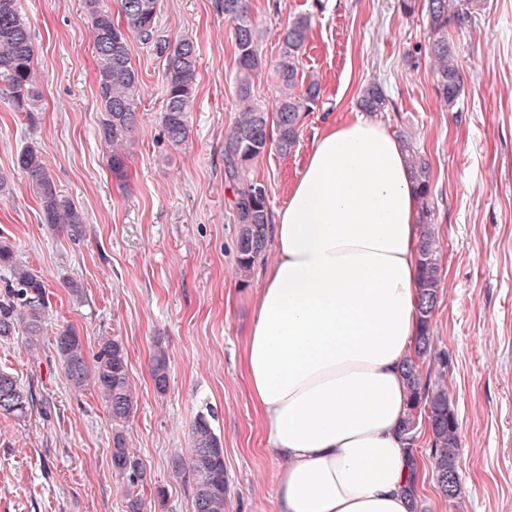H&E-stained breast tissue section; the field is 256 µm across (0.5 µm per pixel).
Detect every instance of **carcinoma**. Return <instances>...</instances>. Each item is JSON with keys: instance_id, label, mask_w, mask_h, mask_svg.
Returning a JSON list of instances; mask_svg holds the SVG:
<instances>
[{"instance_id": "cac0c4a2", "label": "carcinoma", "mask_w": 512, "mask_h": 512, "mask_svg": "<svg viewBox=\"0 0 512 512\" xmlns=\"http://www.w3.org/2000/svg\"><path fill=\"white\" fill-rule=\"evenodd\" d=\"M422 2L429 28L426 51L433 62L434 89L448 107H454L465 88V73L458 54L448 42V26L462 25L470 18L474 0H402L403 10L415 12ZM158 0H120L117 13L104 0H84L91 20L96 57V86L104 108L98 135L108 148L107 163L119 180L126 178V145L141 119L137 112L139 75L132 64L128 41L136 36L144 44H156L166 53L165 106L159 114L162 135L175 147L189 138L190 112L197 81V52L189 37L174 43L159 39ZM224 19L234 26L236 87L239 110L224 138V175L235 190L233 213L239 225L236 239L238 271L245 277L266 250L272 214L266 187L249 178L248 168L263 155L269 144L289 154L298 143L301 114L317 105L321 85L311 79L298 82L299 56L309 38L311 19L307 14L294 17L283 29L275 75L278 95L272 109L255 101V78L264 66L259 49V32L251 16L249 0H221ZM34 48L30 30L19 10L18 0H0V76L6 78L10 98L17 112L31 111L36 96L33 72ZM366 112H378L387 106L381 85H366L358 98ZM408 163L414 173L420 200V237L418 246L419 330L413 355L405 363L410 406L401 433L415 443L420 425L429 422L431 456L435 479L448 500L461 493L458 473L460 445L458 421L448 402V391L422 382L421 370L431 359V321L441 283L436 233L429 207L431 171L424 158L408 150ZM18 168L26 174L38 200L42 223L66 232L72 239L83 235L85 217L66 200L45 167L39 153L23 149L17 157ZM10 269L11 285L0 299V337L7 338L22 327L26 350H34L44 333L48 308L46 286L28 267L15 260L13 245L0 241V267ZM56 352L65 366L71 387L82 391L93 386L112 419V471L130 486L139 487L150 480L143 462L134 454L124 432L125 423L138 407V396L128 375L126 348L117 337L99 343L93 361H88L85 345L72 326L59 330ZM150 374L156 391L163 394L169 386L168 356L161 341H156L150 359ZM32 405L30 392L24 390L9 372L0 369V415L21 419ZM223 447L209 419L201 414L190 432V448L171 461L173 477L192 490L194 512H224V461L216 449Z\"/></svg>"}]
</instances>
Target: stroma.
<instances>
[{
    "label": "stroma",
    "instance_id": "1",
    "mask_svg": "<svg viewBox=\"0 0 512 512\" xmlns=\"http://www.w3.org/2000/svg\"><path fill=\"white\" fill-rule=\"evenodd\" d=\"M219 2L159 0L161 38L191 37L199 51L191 134L180 147L167 143L157 121L165 56L131 39L144 120L127 145L121 184L98 136L102 108L83 0H19L41 97L33 112L14 111L0 77V174L8 179L0 188V240L44 281L49 305L38 354L28 353L23 334L0 338V369L36 396L24 419L0 416V512H128L131 489L112 471V419L93 390L71 387L53 346L57 329L69 324L87 354L106 337L126 347L139 402L125 432L151 473L144 512H192L191 491L170 466L209 408L224 443V512H250L255 497L273 494L280 462L249 398L242 351L274 251L266 249L249 277L237 275L233 191L224 176V137L238 110L233 26ZM483 3L473 20L448 28L466 74L449 109L436 95L430 56L416 50L427 23L400 0H250L267 64L257 101L273 102L279 32L302 13L312 25L301 69L322 86L292 152L271 148L250 166L271 210L287 204L316 135L357 113L371 82L387 98L373 120L410 135L430 164L442 270L432 327L435 350L450 366L430 361L423 373L448 385L462 493L448 501L425 474L417 512H512V0ZM27 147L83 212L82 239L43 224L17 167ZM71 282L82 301L72 300ZM157 339L170 358L162 394L150 376Z\"/></svg>",
    "mask_w": 512,
    "mask_h": 512
}]
</instances>
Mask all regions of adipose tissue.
Masks as SVG:
<instances>
[{
    "instance_id": "1",
    "label": "adipose tissue",
    "mask_w": 512,
    "mask_h": 512,
    "mask_svg": "<svg viewBox=\"0 0 512 512\" xmlns=\"http://www.w3.org/2000/svg\"><path fill=\"white\" fill-rule=\"evenodd\" d=\"M418 211L405 149L380 123L357 115L316 137L274 215L245 340L250 396L284 461L252 512H410Z\"/></svg>"
}]
</instances>
